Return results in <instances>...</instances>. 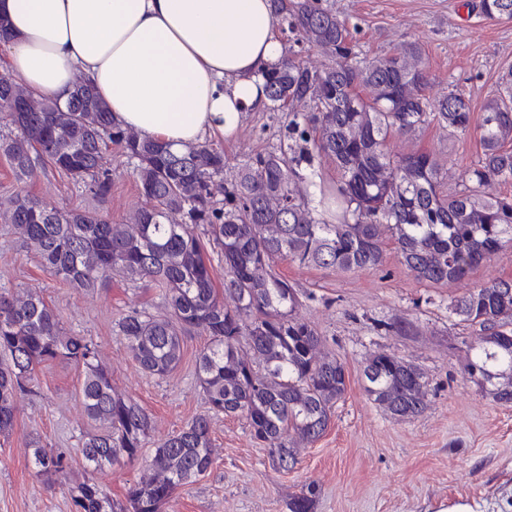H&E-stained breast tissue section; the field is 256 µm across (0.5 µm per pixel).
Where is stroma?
<instances>
[{
    "mask_svg": "<svg viewBox=\"0 0 512 512\" xmlns=\"http://www.w3.org/2000/svg\"><path fill=\"white\" fill-rule=\"evenodd\" d=\"M350 28L360 56L371 58L416 46L432 77L427 90L440 98L458 90L481 113L502 74L512 69V20H491L466 0H329ZM287 113L247 112L231 137L209 136L230 167L279 147ZM395 154L426 151L440 164L447 189H457L462 172L477 163V131L448 137L431 125L413 135H396ZM112 193L93 198L83 185L52 168L35 165L17 179L0 154V199L21 188L44 203L67 209L101 210L124 220L142 200L132 167L110 147L105 155ZM383 267L337 273L278 261L280 274L304 293L300 310L325 339V350L348 371L347 391L323 436L302 447L294 468L273 466L267 448L257 444L244 419L213 417L211 469L179 489L163 512H288L290 499L315 487L313 512H439L464 500L499 512L512 491V406L476 392L464 378L468 347L478 326L452 315L448 306L467 289L512 279V245L474 269L468 279L448 284L417 280L385 242ZM33 293L54 307L65 333L92 339L112 372V385L150 416L147 448L184 428L206 410L196 361L207 336H185L179 366L159 379L134 362L114 322L131 307L163 316L167 308L150 283L130 284L112 275L94 291L70 287L42 267L0 223V287ZM410 323L408 333L388 331L390 323ZM374 352L399 356L418 366L428 383V405L420 415L397 420L378 408L365 391L362 368ZM84 371L65 360L36 369L32 391L19 397L11 430L0 436V512H73L69 488L89 480L117 503L144 476L147 457L100 469L88 465L82 443L102 432L85 413ZM64 451L71 458L66 475L46 484L36 473L33 452Z\"/></svg>",
    "mask_w": 512,
    "mask_h": 512,
    "instance_id": "1",
    "label": "stroma"
}]
</instances>
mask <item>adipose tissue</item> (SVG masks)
<instances>
[{
  "label": "adipose tissue",
  "instance_id": "obj_1",
  "mask_svg": "<svg viewBox=\"0 0 512 512\" xmlns=\"http://www.w3.org/2000/svg\"><path fill=\"white\" fill-rule=\"evenodd\" d=\"M10 72L67 100L83 82L116 123L180 149L233 136L283 56L272 0H0Z\"/></svg>",
  "mask_w": 512,
  "mask_h": 512
}]
</instances>
